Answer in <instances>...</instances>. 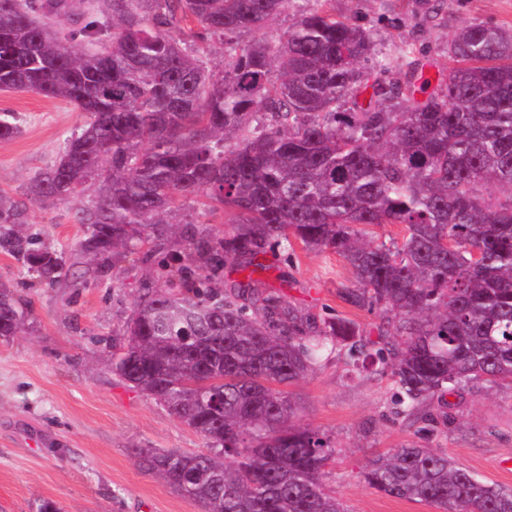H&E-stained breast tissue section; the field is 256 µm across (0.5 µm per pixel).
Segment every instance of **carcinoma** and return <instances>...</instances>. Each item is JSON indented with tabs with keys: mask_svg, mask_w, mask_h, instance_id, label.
I'll return each mask as SVG.
<instances>
[{
	"mask_svg": "<svg viewBox=\"0 0 512 512\" xmlns=\"http://www.w3.org/2000/svg\"><path fill=\"white\" fill-rule=\"evenodd\" d=\"M294 2L0 0V89L60 98L84 117L25 199L0 195V248L55 288L68 271L23 233L28 200L92 191L74 218L87 225L78 256L97 273L167 235L187 194L236 214L222 239L195 224L181 236L242 279L199 288L167 266V289L143 283L112 358L125 383L206 440L205 452L136 451L204 512H347L322 483L334 446L297 422L281 390L333 353L349 372L384 365L409 415L512 384V32L459 25L457 66L412 105L414 84L360 66L372 35L329 0L265 31ZM74 16L81 26L65 27ZM180 20L198 26L194 44L172 34ZM211 38L227 56L219 71L198 46ZM78 39L90 49L74 51ZM18 133L1 112L0 140ZM379 224L403 225L402 241H364L361 227ZM295 241L351 266L339 297L381 312L382 347L352 321L318 322L258 287L260 257ZM31 315L0 283V337L25 333ZM363 479L440 512H512V489L421 446L373 458Z\"/></svg>",
	"mask_w": 512,
	"mask_h": 512,
	"instance_id": "obj_1",
	"label": "carcinoma"
}]
</instances>
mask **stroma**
<instances>
[{
	"label": "stroma",
	"instance_id": "stroma-1",
	"mask_svg": "<svg viewBox=\"0 0 512 512\" xmlns=\"http://www.w3.org/2000/svg\"><path fill=\"white\" fill-rule=\"evenodd\" d=\"M337 15L356 17L370 30L374 58L399 69L405 45H414L424 73L447 80L454 63L448 38L464 21L512 28V0H332ZM0 112L15 113L19 133L0 142V192L20 197L29 179L52 167L83 116L60 99L35 92L0 90ZM69 202H29L26 222L40 246L73 261L86 234L74 223ZM170 223H193L223 237L233 212L211 213L191 194ZM205 275L176 236L143 245L139 253L79 287H41L36 273L0 249V281L32 308L26 335L0 337V512H36L40 500L61 512H202L137 461L140 448L205 450L204 439L165 407L127 386L112 371V341L130 318L147 273L173 252ZM267 286L316 320L346 318L364 338L378 337V312L357 309L338 296L352 271L336 253L268 252ZM302 423L331 439L336 452L325 468L326 490L349 512H437L434 506L387 496L360 474L377 454L407 443L448 453L484 483L512 488V471L498 463L512 458V388L474 387L448 403L431 400L423 416L407 417L396 389L379 365L347 373L329 359L290 387Z\"/></svg>",
	"mask_w": 512,
	"mask_h": 512
}]
</instances>
